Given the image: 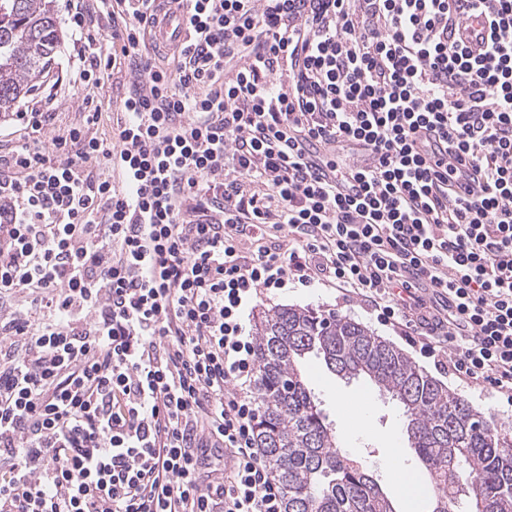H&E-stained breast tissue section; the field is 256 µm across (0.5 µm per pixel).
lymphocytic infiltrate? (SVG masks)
Returning <instances> with one entry per match:
<instances>
[{
    "label": "lymphocytic infiltrate",
    "instance_id": "f902f5d3",
    "mask_svg": "<svg viewBox=\"0 0 512 512\" xmlns=\"http://www.w3.org/2000/svg\"><path fill=\"white\" fill-rule=\"evenodd\" d=\"M114 2L71 72L123 62L115 128L19 112L0 155V512H283L238 385L290 282L512 398V0H186L169 61ZM345 140L374 166L305 154Z\"/></svg>",
    "mask_w": 512,
    "mask_h": 512
}]
</instances>
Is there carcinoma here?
<instances>
[{
  "mask_svg": "<svg viewBox=\"0 0 512 512\" xmlns=\"http://www.w3.org/2000/svg\"><path fill=\"white\" fill-rule=\"evenodd\" d=\"M56 0H0V114L49 73L62 40ZM256 440L278 482L283 512H398L366 465L342 450L307 386L306 359L364 377L397 401L418 478L437 490L431 512H512V438L363 323L282 306L255 323Z\"/></svg>",
  "mask_w": 512,
  "mask_h": 512,
  "instance_id": "obj_1",
  "label": "carcinoma"
}]
</instances>
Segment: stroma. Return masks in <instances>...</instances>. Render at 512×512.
<instances>
[{
    "label": "stroma",
    "mask_w": 512,
    "mask_h": 512,
    "mask_svg": "<svg viewBox=\"0 0 512 512\" xmlns=\"http://www.w3.org/2000/svg\"><path fill=\"white\" fill-rule=\"evenodd\" d=\"M56 10L63 40L47 78L35 87L25 102L38 104L41 111L52 113L56 133L64 134L80 123L84 100L88 95L99 97L103 111L116 112L123 97V79L117 75L108 77L104 87L98 89L69 79L67 57L72 49L74 23L68 0H57ZM281 305H308L362 322L401 349L420 369L468 400L485 416L494 418L498 425L512 434V403L507 402L505 397L488 384L459 378L451 368L435 365L433 359L421 354L419 348L413 347L392 326L379 321L367 305L344 297L336 288L317 282L308 287L292 284L281 290L261 291L245 309L243 323L246 333H253L254 324L263 310ZM305 377L308 386L318 393L322 411L327 422L335 428L342 447L352 449L354 455L373 467H379L381 460L388 457L393 449H403L404 460L400 470L405 474L411 472L414 456L412 451L405 448L402 414L395 401L381 395L378 388L366 379L348 381L340 378L330 372L322 360L314 357L305 364ZM340 395L351 400L362 395L369 397L371 409L362 430L356 431L347 426L346 414L336 403Z\"/></svg>",
    "instance_id": "stroma-1"
}]
</instances>
